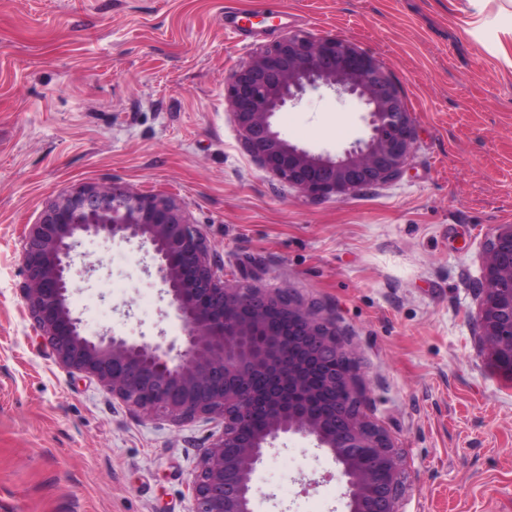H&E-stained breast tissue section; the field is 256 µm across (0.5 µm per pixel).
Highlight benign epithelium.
<instances>
[{"instance_id": "1", "label": "benign epithelium", "mask_w": 512, "mask_h": 512, "mask_svg": "<svg viewBox=\"0 0 512 512\" xmlns=\"http://www.w3.org/2000/svg\"><path fill=\"white\" fill-rule=\"evenodd\" d=\"M358 98L368 136L344 155L315 154L283 139L272 118L308 87ZM224 100L241 140L265 171L316 194H350L398 177L415 121L392 76L356 44L293 33L231 69ZM84 235L138 240L152 248L184 347L82 333L69 306L72 252ZM20 294L33 326L63 367L94 378L112 397L175 423L219 418L191 491L195 512H251V477L263 451L300 435L341 465L349 512H399L398 459L384 429L359 410L358 377L325 372L350 353L334 321L284 289L224 282L203 235L171 196L80 184L52 200L22 236ZM480 355L512 376V224H498L482 260ZM288 321L282 331L276 318ZM176 358H171V352Z\"/></svg>"}]
</instances>
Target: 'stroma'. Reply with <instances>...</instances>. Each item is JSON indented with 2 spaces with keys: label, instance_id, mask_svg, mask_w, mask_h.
<instances>
[{
  "label": "stroma",
  "instance_id": "obj_1",
  "mask_svg": "<svg viewBox=\"0 0 512 512\" xmlns=\"http://www.w3.org/2000/svg\"><path fill=\"white\" fill-rule=\"evenodd\" d=\"M241 13L242 39L226 28ZM467 0H0V512H194L220 421L180 424L59 366L19 287L20 240L81 183L182 202L227 283L283 287L331 315L361 409L390 436L401 512H512V381L482 360V255L512 224V68ZM289 33L372 54L415 139L398 178L312 195L261 169L224 78ZM342 154L363 105L325 89L275 116ZM95 334L182 345L149 247L80 238L69 304ZM253 512H348L327 449L293 436L252 475Z\"/></svg>",
  "mask_w": 512,
  "mask_h": 512
}]
</instances>
